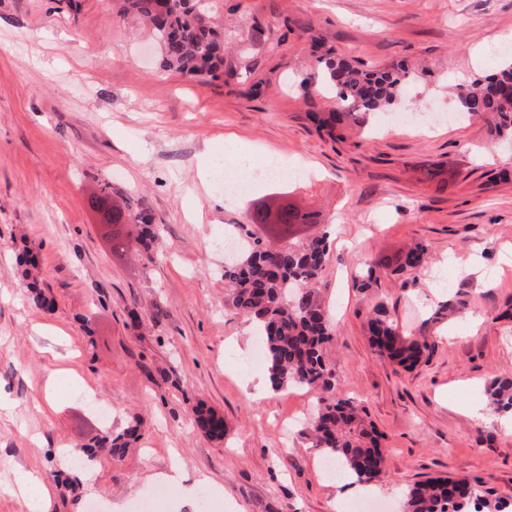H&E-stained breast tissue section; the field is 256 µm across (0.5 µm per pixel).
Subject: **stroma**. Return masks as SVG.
Wrapping results in <instances>:
<instances>
[{"instance_id":"1","label":"stroma","mask_w":512,"mask_h":512,"mask_svg":"<svg viewBox=\"0 0 512 512\" xmlns=\"http://www.w3.org/2000/svg\"><path fill=\"white\" fill-rule=\"evenodd\" d=\"M217 19L230 71L200 84L161 70L148 29L113 0H0V512H29L24 470L48 487L47 512H141L160 486L156 512H345L301 427L316 392L250 401L252 328L224 306L225 225L270 241L250 214L284 198L319 218L299 238L329 232L327 356L384 436L377 500L402 512L404 492L437 476L512 496V433L458 408L512 378V150L481 121L392 131L381 111L332 138L312 119L324 98L299 87L329 51L408 71L398 111H455L450 86L488 80L491 47L512 45V0H221ZM233 152L314 177L258 184L233 207L216 178ZM104 182L125 214L158 225L150 249L111 251L88 204ZM414 242L430 255L414 277L353 288L361 267ZM25 249L52 310L32 301ZM449 299L461 312L435 318ZM380 304L426 339L413 369L373 348ZM200 404L223 418V440L197 428ZM133 424L124 455L103 456L76 492L52 479L87 439ZM175 468L180 482L164 483ZM194 483L207 503L181 506Z\"/></svg>"}]
</instances>
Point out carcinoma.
Returning a JSON list of instances; mask_svg holds the SVG:
<instances>
[{
	"label": "carcinoma",
	"instance_id": "1",
	"mask_svg": "<svg viewBox=\"0 0 512 512\" xmlns=\"http://www.w3.org/2000/svg\"><path fill=\"white\" fill-rule=\"evenodd\" d=\"M121 11L151 24L160 48L163 67L199 82L224 76V33L212 19L217 6L207 0H119ZM317 71L302 79L310 90L334 92V108L314 112L317 128L334 136L338 125L358 120L359 115L397 106L406 74L398 71L364 72L349 63L320 56ZM457 110L470 118H492L495 141H512V58L502 61L493 79L457 87ZM255 224H286L293 229L314 223L312 214L293 205L275 212L256 211ZM112 247L120 250L148 246L155 237L145 215L125 219L112 212L106 225ZM427 246L417 243L405 254L386 260L382 268L392 274H411L426 260ZM330 258L327 235L295 245H273L244 240L236 257L224 262V280L229 290L224 303L255 325L265 343V365L278 390L308 388L318 395L314 417L308 422L315 447L338 461L356 481L370 484L383 473L381 435L367 423L357 401L341 393L327 357V345L335 327L329 320L314 284ZM377 266L361 269L354 287L363 290L377 281ZM371 343L377 352L403 368L416 365L426 341L410 335L377 310L368 319ZM496 412H512V378L496 380L489 390ZM198 427L213 439L224 438V422L209 410L198 412ZM80 467L93 462L98 449L107 448L114 457L125 453L120 438H96L84 445ZM405 512H512V500L492 497L483 482L467 479L430 478L405 495Z\"/></svg>",
	"mask_w": 512,
	"mask_h": 512
}]
</instances>
